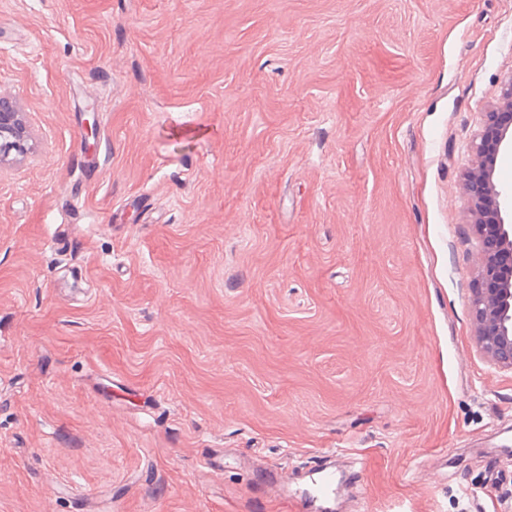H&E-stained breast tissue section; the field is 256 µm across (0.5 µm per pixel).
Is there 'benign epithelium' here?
I'll list each match as a JSON object with an SVG mask.
<instances>
[{
	"label": "benign epithelium",
	"mask_w": 512,
	"mask_h": 512,
	"mask_svg": "<svg viewBox=\"0 0 512 512\" xmlns=\"http://www.w3.org/2000/svg\"><path fill=\"white\" fill-rule=\"evenodd\" d=\"M497 111L512 112V78ZM495 111V112H497ZM494 111L482 113V131L474 147V159L466 182L483 185L479 195L469 194L471 229L479 242L481 266L470 299L474 339L480 352L493 364L512 370V208L508 193L495 182V158L512 146V127L493 126ZM30 130L17 103L0 96V162L11 155L24 156Z\"/></svg>",
	"instance_id": "7a95c632"
}]
</instances>
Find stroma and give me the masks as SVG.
<instances>
[{"mask_svg": "<svg viewBox=\"0 0 512 512\" xmlns=\"http://www.w3.org/2000/svg\"><path fill=\"white\" fill-rule=\"evenodd\" d=\"M511 75L512 0H0V512H318L275 479L330 457L332 512H512L463 185ZM29 138L24 113L13 99L0 96V163L12 154L26 155Z\"/></svg>", "mask_w": 512, "mask_h": 512, "instance_id": "1", "label": "stroma"}]
</instances>
